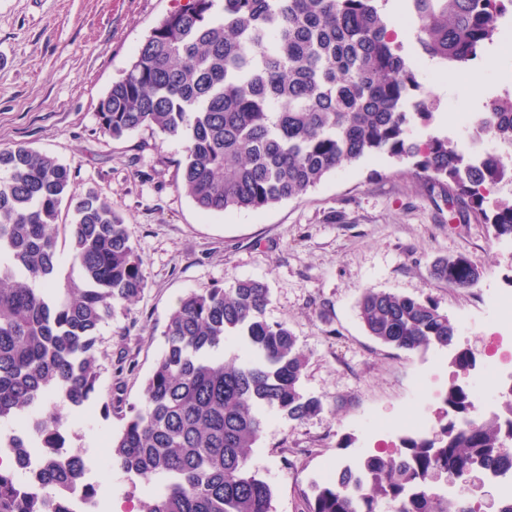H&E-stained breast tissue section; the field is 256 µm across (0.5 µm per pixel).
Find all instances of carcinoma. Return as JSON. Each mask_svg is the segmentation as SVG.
Returning a JSON list of instances; mask_svg holds the SVG:
<instances>
[{"label":"carcinoma","mask_w":512,"mask_h":512,"mask_svg":"<svg viewBox=\"0 0 512 512\" xmlns=\"http://www.w3.org/2000/svg\"><path fill=\"white\" fill-rule=\"evenodd\" d=\"M387 0H184L164 16L99 101L100 131L141 130L185 141L178 186L205 214L262 210L297 199L329 173L366 158L410 163L430 194L457 205L461 224H487L512 240V94L492 100L475 133L499 150L480 165L446 136L420 143L435 102L395 40ZM418 53L465 68L492 43L512 0H406ZM78 277L59 281V214ZM448 287L477 284L464 255L433 266ZM147 277L112 200L77 191L53 156L0 148V425L13 464L0 466V512H72L84 461L62 433L64 411L96 396L97 333L116 307L144 293ZM267 284L236 280L190 293L170 314L164 350L112 438V466L156 488L139 512H271L273 491L250 463L266 413L302 423L323 410L302 391L307 357L270 323ZM357 314L368 335L406 351L447 349L458 329L429 299L367 288ZM233 341L245 358L224 357ZM495 415L470 420L469 395L451 386L441 423L401 449L373 454L314 485L306 512H477L440 486L512 472V388ZM31 448L43 466L32 494L19 479ZM84 487V486H82ZM88 500L96 497L84 487Z\"/></svg>","instance_id":"1"}]
</instances>
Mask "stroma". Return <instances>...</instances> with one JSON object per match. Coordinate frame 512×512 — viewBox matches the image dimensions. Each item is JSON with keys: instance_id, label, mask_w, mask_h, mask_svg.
<instances>
[{"instance_id": "1", "label": "stroma", "mask_w": 512, "mask_h": 512, "mask_svg": "<svg viewBox=\"0 0 512 512\" xmlns=\"http://www.w3.org/2000/svg\"><path fill=\"white\" fill-rule=\"evenodd\" d=\"M181 0H0V147L23 144L67 165L77 190L111 199L128 224L147 277L135 302L117 309L98 332L97 395L70 413L69 451L92 463L110 456L123 424L105 412L115 388L140 405L144 382L164 349L162 332L180 298L238 279L267 283L266 318L296 336L308 364L305 394L323 410L302 423L270 414L251 464L273 489V512H305L313 483L365 455L399 449L412 421L435 426L452 385H468L457 352L483 363L485 337L512 336L498 297L512 293V244L483 224H461L446 201L433 200L404 167L387 157L329 173L302 198L259 211L203 215L177 188L181 141L134 133L115 141L99 129L98 103L137 46ZM421 85L435 101L415 139L448 136L464 145L459 112L485 111L512 93V51L503 35L486 49L499 70L476 62L433 82L413 53L414 30L395 26ZM462 254L481 271L467 291L432 275L437 259ZM431 299L459 336L454 349L404 351L368 336L357 316L364 289ZM105 512H137L152 486L112 466L90 479Z\"/></svg>"}]
</instances>
